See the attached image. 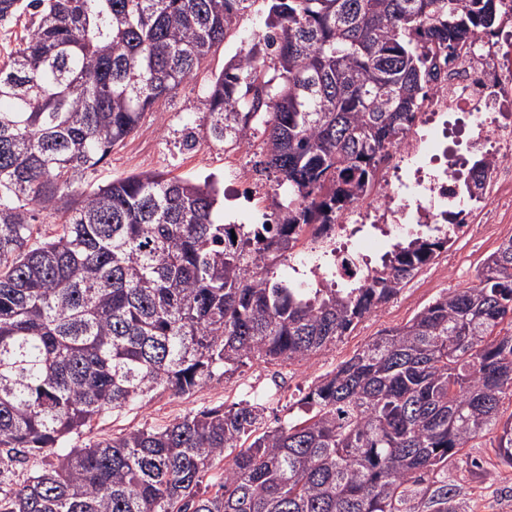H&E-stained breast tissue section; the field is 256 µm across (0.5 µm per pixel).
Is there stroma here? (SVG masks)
<instances>
[{
	"label": "stroma",
	"instance_id": "1",
	"mask_svg": "<svg viewBox=\"0 0 512 512\" xmlns=\"http://www.w3.org/2000/svg\"><path fill=\"white\" fill-rule=\"evenodd\" d=\"M267 13L266 0H256L232 35L213 48L195 82L145 113L138 132L123 146L115 148L106 163L88 171L85 184H105L145 171L198 182L209 178L219 189V220L237 224L259 223L263 213L273 211L275 205L287 204L288 192L278 186L273 171H265V183L257 190L245 178L251 168L264 160L263 121L253 122L243 146L205 139L192 148L186 144L187 134L202 132L207 122L204 87L241 51L243 38L254 27L263 25ZM501 240L496 226L488 225L481 235L462 240L454 254L440 252L380 310L363 318L335 345L318 352L308 361L293 364L256 362L183 396L157 390L130 408L97 417L87 437L98 440L138 428L160 427L193 411L229 407L243 400L265 406L266 427L286 423L299 416V400L323 375L349 359L382 331L405 324L447 292L476 284L484 259ZM469 453L480 462V469L473 472L458 470L454 476L463 486L482 488L481 494L470 502V512H512V467L500 463L486 436L473 440Z\"/></svg>",
	"mask_w": 512,
	"mask_h": 512
}]
</instances>
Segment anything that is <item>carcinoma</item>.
<instances>
[{
	"instance_id": "obj_1",
	"label": "carcinoma",
	"mask_w": 512,
	"mask_h": 512,
	"mask_svg": "<svg viewBox=\"0 0 512 512\" xmlns=\"http://www.w3.org/2000/svg\"><path fill=\"white\" fill-rule=\"evenodd\" d=\"M256 0H0L30 14L0 65V512H466L448 461L495 435L512 467V237L478 284L388 329L259 431L264 408H204L78 445L94 418L187 394L253 361L336 344L448 248L401 238L362 283L270 276L312 224L366 196L435 71L498 20L497 0H271L266 28L211 81L205 137L268 116L279 223L219 224L215 186L142 172L83 187L145 112L195 81ZM271 55L277 75L258 64ZM490 162L464 185L485 188ZM64 217L33 235L36 213ZM236 450L215 493L214 463Z\"/></svg>"
}]
</instances>
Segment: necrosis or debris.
<instances>
[{"mask_svg": "<svg viewBox=\"0 0 512 512\" xmlns=\"http://www.w3.org/2000/svg\"><path fill=\"white\" fill-rule=\"evenodd\" d=\"M499 41L475 39L467 52L442 69L411 134L389 150L366 197L338 212L327 237H311L298 257L317 285L359 278L376 252L403 233L426 224L449 222L457 241L469 232L475 211L488 221L512 224V14ZM490 161L492 173L483 201L463 196L476 156ZM329 248L330 266L317 256Z\"/></svg>", "mask_w": 512, "mask_h": 512, "instance_id": "obj_1", "label": "necrosis or debris"}]
</instances>
